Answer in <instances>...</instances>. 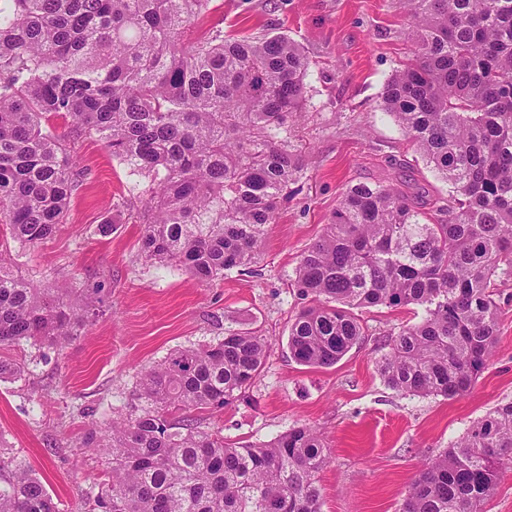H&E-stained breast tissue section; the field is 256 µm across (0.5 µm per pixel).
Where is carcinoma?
<instances>
[{"label":"carcinoma","instance_id":"carcinoma-1","mask_svg":"<svg viewBox=\"0 0 512 512\" xmlns=\"http://www.w3.org/2000/svg\"><path fill=\"white\" fill-rule=\"evenodd\" d=\"M210 0H3L0 5V219L29 247L50 240L88 179L71 142L92 138L149 179L146 259L201 280L250 265L283 192L303 172L288 118L305 106L308 59L285 35L186 39ZM416 50L387 81L385 110L456 205L426 222L411 196L349 186L290 279L301 307L288 349L335 365L364 336L356 310L417 306L378 363L401 394L454 399L488 368L512 277V0H401ZM56 115L69 131L42 123ZM65 281L19 278L0 252V346L64 347L88 316ZM270 342L234 329L142 370L135 416L85 436L112 459L89 512H321L322 435L299 424L235 446L194 410L247 398ZM512 464V402L425 463L400 512H480ZM12 478L0 512H61L42 480L0 457Z\"/></svg>","mask_w":512,"mask_h":512}]
</instances>
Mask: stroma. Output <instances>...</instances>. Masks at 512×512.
Returning a JSON list of instances; mask_svg holds the SVG:
<instances>
[{"label":"stroma","mask_w":512,"mask_h":512,"mask_svg":"<svg viewBox=\"0 0 512 512\" xmlns=\"http://www.w3.org/2000/svg\"><path fill=\"white\" fill-rule=\"evenodd\" d=\"M284 34L309 60L304 114L292 142L304 164L275 219L266 225L251 271L202 281L177 267L145 261L141 237L149 217L142 179L94 140L75 150L89 178L72 198L64 224L29 248L0 225V246L16 270L41 286L73 282L74 303L93 309L90 323L59 348L26 341L0 346V361L22 364L0 381V455L27 465L63 512H88L107 482L106 454L81 447L113 412L135 410L140 371L172 350L199 347L225 330L254 327L271 348L247 399L201 413L239 446L266 441L297 424L321 431L330 459L318 473L322 512H398L424 464L466 428L512 400V280L503 303L492 362L468 395L404 396L381 379L378 360L389 331L420 321L415 306L360 310L365 334L336 365L309 368L288 350L299 306L290 279L303 252L328 224L345 189L393 184L418 201L453 204L451 186L417 153L384 109L388 78L415 50L399 0H211L191 32L200 39ZM101 295H93V287Z\"/></svg>","instance_id":"1"}]
</instances>
